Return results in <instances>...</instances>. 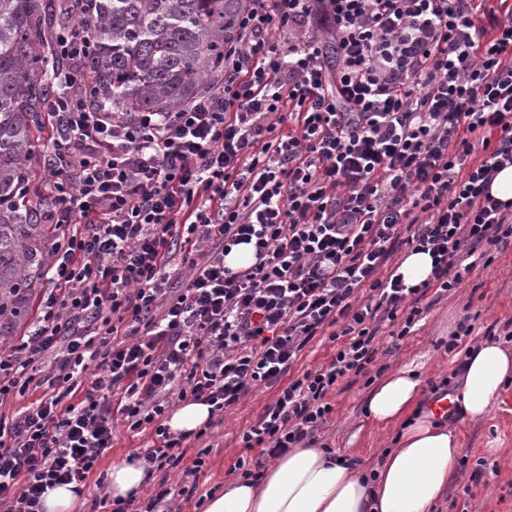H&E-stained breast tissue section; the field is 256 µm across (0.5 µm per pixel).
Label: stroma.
Listing matches in <instances>:
<instances>
[{
  "label": "stroma",
  "instance_id": "1",
  "mask_svg": "<svg viewBox=\"0 0 512 512\" xmlns=\"http://www.w3.org/2000/svg\"><path fill=\"white\" fill-rule=\"evenodd\" d=\"M472 317L474 330L463 337L454 352H447L444 342L464 317ZM512 325V245L495 252L490 266L476 265L471 274L453 293L435 300L414 335L393 345L388 329H381L376 365L383 371L410 366L423 382L449 379L458 386L454 373L463 360L468 344L486 341L488 334H502ZM277 386L262 387L225 411L223 421L208 429L205 436L190 440L186 460H193L203 448L209 449L207 466L198 475V496H206L229 482V471L237 460L255 463L257 451L245 449L242 434L257 419L266 403L277 394ZM370 392L364 379L341 382L330 396L333 411L320 426L319 444L337 453L360 460L364 468H375L383 452L393 447L397 427L380 426L365 414ZM460 435L462 466L451 476L443 498L430 512H512V387L483 418L456 421ZM148 433L135 434L123 422H116L112 447L102 457L99 469L138 455L147 446ZM497 463V470H485L474 485L467 479L477 461Z\"/></svg>",
  "mask_w": 512,
  "mask_h": 512
}]
</instances>
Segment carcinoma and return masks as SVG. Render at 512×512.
Segmentation results:
<instances>
[{"label": "carcinoma", "instance_id": "cac0c4a2", "mask_svg": "<svg viewBox=\"0 0 512 512\" xmlns=\"http://www.w3.org/2000/svg\"><path fill=\"white\" fill-rule=\"evenodd\" d=\"M249 0H0V314L20 317L43 287L53 224L40 223L31 188L48 101L68 89L63 71L97 109L180 112L238 38ZM75 21L91 50L74 69L53 56V36Z\"/></svg>", "mask_w": 512, "mask_h": 512}]
</instances>
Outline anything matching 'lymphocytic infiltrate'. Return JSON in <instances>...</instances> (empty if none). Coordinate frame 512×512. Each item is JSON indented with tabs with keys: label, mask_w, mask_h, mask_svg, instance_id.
Listing matches in <instances>:
<instances>
[{
	"label": "lymphocytic infiltrate",
	"mask_w": 512,
	"mask_h": 512,
	"mask_svg": "<svg viewBox=\"0 0 512 512\" xmlns=\"http://www.w3.org/2000/svg\"><path fill=\"white\" fill-rule=\"evenodd\" d=\"M478 11L249 0L223 82L183 111L54 104L44 218L60 238L37 321L0 355V402L43 365L47 391L0 414V512H41L46 490L87 482L118 419L153 428L145 463L184 484L112 512H173L209 454L183 466L188 436L163 421L175 399L217 414L280 384L242 442L265 461L302 447L328 393L369 374L381 324L402 340L429 290H457L478 250L512 243V205L489 191L512 166V14L483 26ZM249 243L255 264L226 267ZM404 249L432 258L420 285L381 272ZM317 336L336 346L329 364L290 376Z\"/></svg>",
	"instance_id": "f902f5d3"
}]
</instances>
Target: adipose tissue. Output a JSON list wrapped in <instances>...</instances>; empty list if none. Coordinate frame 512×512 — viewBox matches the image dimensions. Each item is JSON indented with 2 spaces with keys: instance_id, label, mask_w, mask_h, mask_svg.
<instances>
[{
  "instance_id": "ef3b65f1",
  "label": "adipose tissue",
  "mask_w": 512,
  "mask_h": 512,
  "mask_svg": "<svg viewBox=\"0 0 512 512\" xmlns=\"http://www.w3.org/2000/svg\"><path fill=\"white\" fill-rule=\"evenodd\" d=\"M512 381V351L496 342L469 347L453 397L463 418L476 420L500 402ZM421 381L412 368L389 373L370 391L366 413L399 427L396 447L374 471L321 448H293L260 481L237 479L215 492L205 512H429L444 494L459 457L457 428L419 409ZM149 477L141 461L112 466L111 498L139 497Z\"/></svg>"
}]
</instances>
